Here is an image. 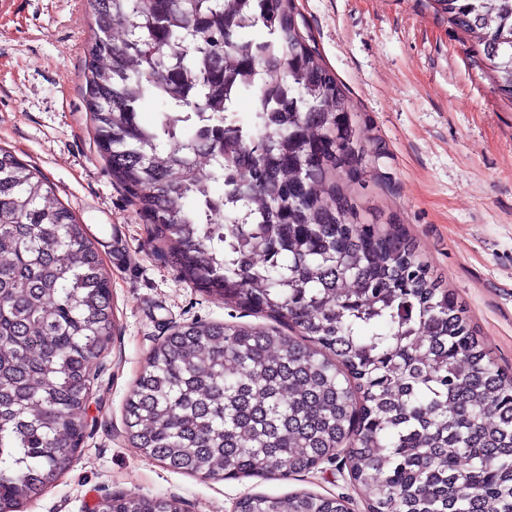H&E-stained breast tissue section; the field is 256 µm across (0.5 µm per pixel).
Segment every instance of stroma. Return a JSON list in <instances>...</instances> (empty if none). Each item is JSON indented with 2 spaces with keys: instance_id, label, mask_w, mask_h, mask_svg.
<instances>
[{
  "instance_id": "1",
  "label": "stroma",
  "mask_w": 512,
  "mask_h": 512,
  "mask_svg": "<svg viewBox=\"0 0 512 512\" xmlns=\"http://www.w3.org/2000/svg\"><path fill=\"white\" fill-rule=\"evenodd\" d=\"M346 88L368 156L353 192L366 219L399 223L512 372V99L432 0H295ZM83 0H0V146L37 168L101 243L117 330L70 468L23 512H92L104 497H167L183 512H234L249 493L296 490L365 501L342 463L281 480L172 471L129 442L124 405L153 347L189 322L260 324L181 281L99 156L84 95Z\"/></svg>"
}]
</instances>
